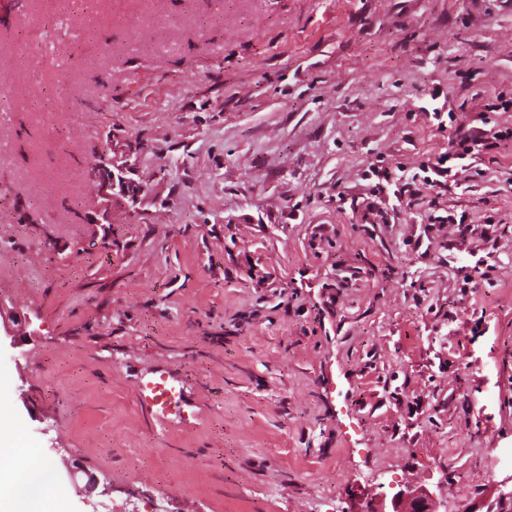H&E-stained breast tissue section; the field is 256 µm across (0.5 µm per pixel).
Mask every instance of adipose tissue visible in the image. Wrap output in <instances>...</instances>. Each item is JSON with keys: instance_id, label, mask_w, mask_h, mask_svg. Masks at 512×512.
<instances>
[{"instance_id": "1", "label": "adipose tissue", "mask_w": 512, "mask_h": 512, "mask_svg": "<svg viewBox=\"0 0 512 512\" xmlns=\"http://www.w3.org/2000/svg\"><path fill=\"white\" fill-rule=\"evenodd\" d=\"M0 455L8 459L0 466V512H68L64 497L47 499L40 494L51 482L41 450L21 443L1 421Z\"/></svg>"}]
</instances>
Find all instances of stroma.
Wrapping results in <instances>:
<instances>
[{
    "label": "stroma",
    "instance_id": "35a3bbf8",
    "mask_svg": "<svg viewBox=\"0 0 512 512\" xmlns=\"http://www.w3.org/2000/svg\"><path fill=\"white\" fill-rule=\"evenodd\" d=\"M1 72L0 405L71 512L512 491V0H15Z\"/></svg>",
    "mask_w": 512,
    "mask_h": 512
}]
</instances>
